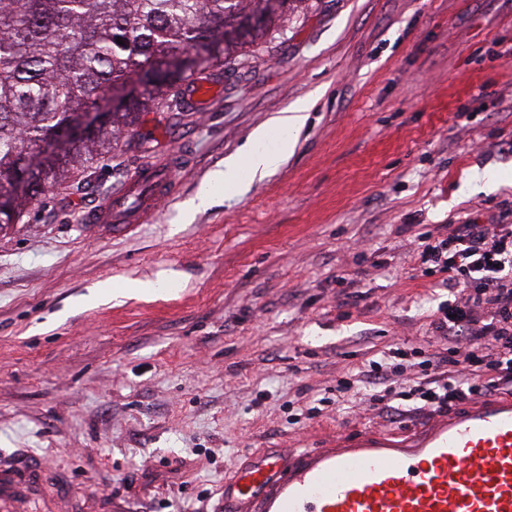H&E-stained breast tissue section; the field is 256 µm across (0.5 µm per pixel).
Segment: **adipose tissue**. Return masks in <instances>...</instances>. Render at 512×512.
Wrapping results in <instances>:
<instances>
[{
  "mask_svg": "<svg viewBox=\"0 0 512 512\" xmlns=\"http://www.w3.org/2000/svg\"><path fill=\"white\" fill-rule=\"evenodd\" d=\"M307 116L303 109H296L275 117L271 124L255 130L250 137L248 148L241 157L227 162L223 173L217 174L215 185L228 190H242L247 178L265 176L275 170L283 161L294 152L297 143V134L304 127ZM286 130V137L280 138L275 149L261 150L259 144L268 138L272 130Z\"/></svg>",
  "mask_w": 512,
  "mask_h": 512,
  "instance_id": "adipose-tissue-1",
  "label": "adipose tissue"
}]
</instances>
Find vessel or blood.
<instances>
[{
    "label": "vessel or blood",
    "mask_w": 512,
    "mask_h": 512,
    "mask_svg": "<svg viewBox=\"0 0 512 512\" xmlns=\"http://www.w3.org/2000/svg\"><path fill=\"white\" fill-rule=\"evenodd\" d=\"M163 161L139 165L88 213L125 236L172 195ZM223 512H512V397L441 417L403 442L382 433L330 447L250 456L220 492Z\"/></svg>",
    "instance_id": "b4317fda"
}]
</instances>
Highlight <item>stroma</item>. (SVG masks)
<instances>
[{
	"label": "stroma",
	"mask_w": 512,
	"mask_h": 512,
	"mask_svg": "<svg viewBox=\"0 0 512 512\" xmlns=\"http://www.w3.org/2000/svg\"><path fill=\"white\" fill-rule=\"evenodd\" d=\"M204 74L210 102L142 115L0 230V471L35 477L7 512H214L251 450L432 421L307 404L393 342L434 354L448 292L416 268L420 225L512 224V0H294ZM302 102L293 154L199 205ZM168 154L176 190L153 222L86 226ZM484 171L497 189L461 195ZM132 281L158 290L113 297Z\"/></svg>",
	"instance_id": "1"
}]
</instances>
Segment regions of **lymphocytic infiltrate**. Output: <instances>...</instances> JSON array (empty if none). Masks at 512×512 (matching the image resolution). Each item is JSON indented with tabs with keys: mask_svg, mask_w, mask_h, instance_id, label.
I'll return each mask as SVG.
<instances>
[{
	"mask_svg": "<svg viewBox=\"0 0 512 512\" xmlns=\"http://www.w3.org/2000/svg\"><path fill=\"white\" fill-rule=\"evenodd\" d=\"M418 240L422 275H440L448 290L430 322L433 338L448 344L447 357L416 365L396 343L336 384L340 397L363 389L368 410L392 421L512 392V224H452L447 234L426 230ZM416 367L418 380L401 386Z\"/></svg>",
	"mask_w": 512,
	"mask_h": 512,
	"instance_id": "obj_1",
	"label": "lymphocytic infiltrate"
}]
</instances>
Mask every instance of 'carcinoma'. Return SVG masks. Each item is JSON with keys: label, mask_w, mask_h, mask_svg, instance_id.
Masks as SVG:
<instances>
[{"label": "carcinoma", "mask_w": 512, "mask_h": 512, "mask_svg": "<svg viewBox=\"0 0 512 512\" xmlns=\"http://www.w3.org/2000/svg\"><path fill=\"white\" fill-rule=\"evenodd\" d=\"M264 0H0V229L77 168H91L144 112L174 111L202 62L224 63L271 27L268 16L240 39L224 29L262 11ZM124 44L117 43V40ZM137 77L141 90L104 112L47 165L34 146L66 130L75 113L99 108L112 86ZM28 192H17L20 173Z\"/></svg>", "instance_id": "1"}]
</instances>
